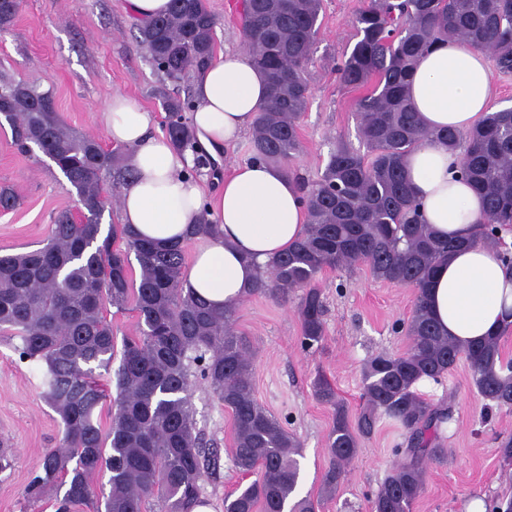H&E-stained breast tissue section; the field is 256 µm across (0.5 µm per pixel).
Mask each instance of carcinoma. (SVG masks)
Returning a JSON list of instances; mask_svg holds the SVG:
<instances>
[{
    "mask_svg": "<svg viewBox=\"0 0 512 512\" xmlns=\"http://www.w3.org/2000/svg\"><path fill=\"white\" fill-rule=\"evenodd\" d=\"M22 0H0V29L10 27ZM322 0H245V47L267 85L266 102L252 126L256 159L281 164L300 152L299 120L307 102L305 69L313 61ZM216 19L206 0H170L168 11L137 24L138 43L165 80L181 83L202 71L216 53ZM359 40L337 66L340 82L363 91L356 100L363 155L344 140L330 151L319 181L305 192L306 227L288 251L273 257L250 295L283 298L301 289L302 345H321L324 304L315 287L327 267L370 266L376 278L414 288V308L402 354L381 351L363 374L364 406L355 421L336 400L329 380H314L316 398L334 409L328 434L331 467L324 487L336 489L342 466L362 438L389 418L407 432L404 460L370 501V512H412L425 492V460L443 462L448 449L439 431L449 410L421 399L416 385L449 374L464 358L472 384L498 408H512V361L504 360L503 334L461 345L442 332L427 302L435 270L464 244L501 245L512 227V108L488 112L469 131L430 133L421 126L407 94L416 60L440 40L453 38L488 53L496 70L512 74V0H367L354 20ZM49 90L0 79V119L24 153L48 158L75 190L85 211L77 224L62 211L47 243L36 250L0 255V330L19 339L22 360L44 363L42 396L58 414L60 446L47 450L25 487L38 500L55 491L54 512H147L158 497L165 512H192L202 484L219 467V450L196 431L192 372L199 373L234 420L233 460L257 478L224 496V512H315L296 495L300 444L253 397L249 346L234 327L236 307L216 309L183 288L184 245L165 246L136 236L123 224L101 236L106 182L123 179L127 150L108 152L98 140L70 129L60 114L43 109ZM166 135L181 151H196L185 113L192 101L165 95ZM428 138L462 155L460 173L483 201V217L467 242L434 237L415 202L404 157ZM121 240L125 250H114ZM140 266L129 278L128 254ZM134 304L138 334L122 343L112 371L114 339L107 307ZM115 373V408L102 428L97 409L107 401L98 379ZM109 474L108 491L96 476Z\"/></svg>",
    "mask_w": 512,
    "mask_h": 512,
    "instance_id": "1",
    "label": "carcinoma"
}]
</instances>
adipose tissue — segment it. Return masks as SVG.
<instances>
[{"label":"adipose tissue","instance_id":"1","mask_svg":"<svg viewBox=\"0 0 512 512\" xmlns=\"http://www.w3.org/2000/svg\"><path fill=\"white\" fill-rule=\"evenodd\" d=\"M408 93L427 129L468 130L491 103L489 62L457 41L438 42L418 59ZM194 98L191 123L203 150L216 158L252 126L266 99L265 79L246 51L222 53L197 74ZM104 117L113 143L130 151L133 176L120 191L121 223L165 245L184 243L201 217L217 225V235L196 249L184 274L185 287L213 306L240 302L260 266L302 237V192L283 167L257 160L237 164L209 199L187 174L192 153L178 152L168 137L155 133L153 112L116 94ZM404 165L434 235L462 243L428 287L443 334L469 343L499 333L512 312V267L495 251L464 243L476 230L483 204L462 180L457 154L442 141H425Z\"/></svg>","mask_w":512,"mask_h":512}]
</instances>
